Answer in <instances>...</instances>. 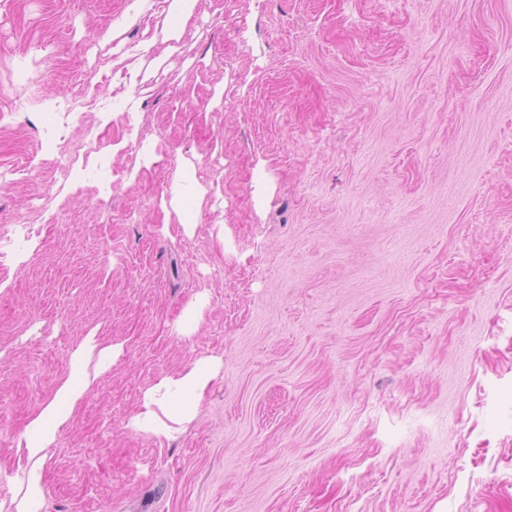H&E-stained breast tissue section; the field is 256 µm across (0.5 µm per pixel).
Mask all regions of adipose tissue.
<instances>
[{
  "label": "adipose tissue",
  "mask_w": 512,
  "mask_h": 512,
  "mask_svg": "<svg viewBox=\"0 0 512 512\" xmlns=\"http://www.w3.org/2000/svg\"><path fill=\"white\" fill-rule=\"evenodd\" d=\"M119 354V347L101 344L94 335L86 336L72 352L68 373L54 399L42 406L18 439L16 453L26 465L14 482L12 512H41V463L47 450L68 423L96 374L107 370ZM223 366L222 358L205 356L182 371L160 378L145 390L141 408L133 419L134 427L157 437L171 436L179 426L195 418L205 391L221 378Z\"/></svg>",
  "instance_id": "1"
}]
</instances>
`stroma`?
I'll return each instance as SVG.
<instances>
[{
	"label": "stroma",
	"mask_w": 512,
	"mask_h": 512,
	"mask_svg": "<svg viewBox=\"0 0 512 512\" xmlns=\"http://www.w3.org/2000/svg\"><path fill=\"white\" fill-rule=\"evenodd\" d=\"M131 2L0 0V500L93 331L42 512H512V0H198L174 52L149 0L134 86ZM207 297L200 295L197 299L188 307L183 318L177 324V331L179 334L188 337L191 335L198 326L204 309L207 306ZM223 366L221 357L205 356L163 376L145 390L133 426L156 437H170L195 418L205 391L222 377Z\"/></svg>",
	"instance_id": "35a3bbf8"
}]
</instances>
